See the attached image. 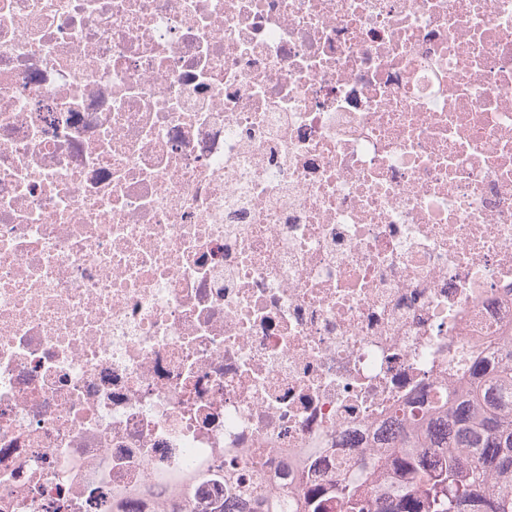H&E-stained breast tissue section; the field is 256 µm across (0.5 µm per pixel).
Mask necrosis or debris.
Listing matches in <instances>:
<instances>
[{
  "mask_svg": "<svg viewBox=\"0 0 512 512\" xmlns=\"http://www.w3.org/2000/svg\"><path fill=\"white\" fill-rule=\"evenodd\" d=\"M512 352V0H0V512H247Z\"/></svg>",
  "mask_w": 512,
  "mask_h": 512,
  "instance_id": "necrosis-or-debris-1",
  "label": "necrosis or debris"
}]
</instances>
